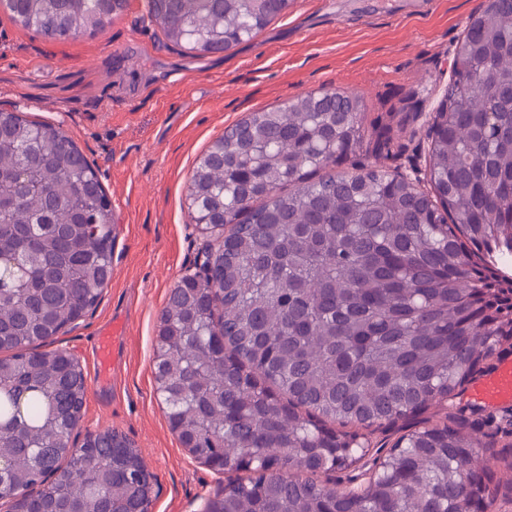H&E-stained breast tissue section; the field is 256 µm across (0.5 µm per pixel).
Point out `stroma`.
<instances>
[{
    "mask_svg": "<svg viewBox=\"0 0 512 512\" xmlns=\"http://www.w3.org/2000/svg\"><path fill=\"white\" fill-rule=\"evenodd\" d=\"M145 0L103 32L55 41L0 14V107L62 128L94 161L112 203V278L54 345L77 356L88 392L81 432L110 428L154 476L149 512H198L219 476L182 448L157 393V320L193 269L205 236L191 223L193 168L226 127L322 87L357 94L367 119L412 107L426 129L451 76L453 49L484 0H292L255 39L193 56L166 45ZM122 317L112 377L97 384L96 336Z\"/></svg>",
    "mask_w": 512,
    "mask_h": 512,
    "instance_id": "obj_1",
    "label": "stroma"
}]
</instances>
